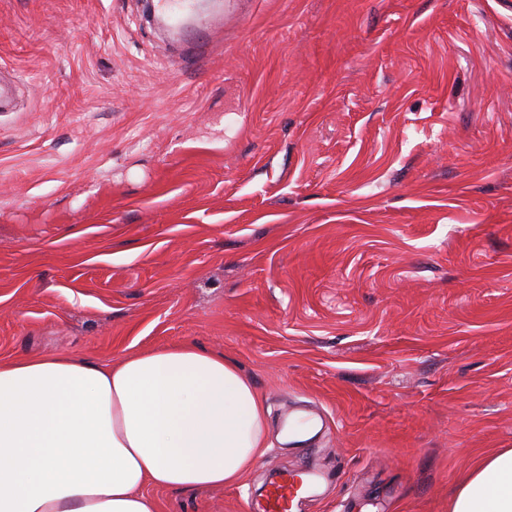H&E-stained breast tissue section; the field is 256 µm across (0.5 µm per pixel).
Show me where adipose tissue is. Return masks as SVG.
I'll use <instances>...</instances> for the list:
<instances>
[{"label": "adipose tissue", "mask_w": 512, "mask_h": 512, "mask_svg": "<svg viewBox=\"0 0 512 512\" xmlns=\"http://www.w3.org/2000/svg\"><path fill=\"white\" fill-rule=\"evenodd\" d=\"M267 409L223 355L192 343L103 366L48 352L0 361V512H157L151 489L221 487L259 462ZM449 512H512V448Z\"/></svg>", "instance_id": "adipose-tissue-1"}]
</instances>
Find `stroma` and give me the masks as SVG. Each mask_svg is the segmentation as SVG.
<instances>
[{"label": "stroma", "mask_w": 512, "mask_h": 512, "mask_svg": "<svg viewBox=\"0 0 512 512\" xmlns=\"http://www.w3.org/2000/svg\"><path fill=\"white\" fill-rule=\"evenodd\" d=\"M197 64L142 0H0V361L192 341L259 465L158 512H448L512 448V0H224ZM302 479L309 490L297 494L296 492L300 489L302 484L298 485L294 475L290 472L281 475L272 486L273 488L268 496L266 511L294 512L296 500L302 498V495L310 494L314 487L320 483L322 476L318 473L308 472L307 476Z\"/></svg>", "instance_id": "1"}]
</instances>
